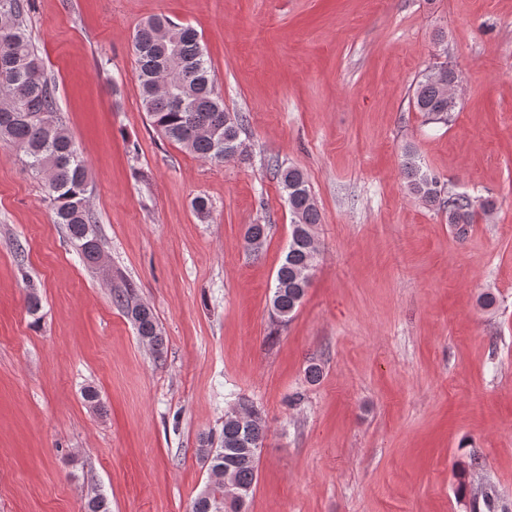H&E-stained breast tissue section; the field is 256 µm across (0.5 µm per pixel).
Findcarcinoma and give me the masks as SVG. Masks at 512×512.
<instances>
[{
  "label": "carcinoma",
  "mask_w": 512,
  "mask_h": 512,
  "mask_svg": "<svg viewBox=\"0 0 512 512\" xmlns=\"http://www.w3.org/2000/svg\"><path fill=\"white\" fill-rule=\"evenodd\" d=\"M30 0H0V143L24 155L25 165L46 178L48 199L54 222L66 227L83 259L97 264L102 253L96 221L88 197L86 161L72 136L56 118L55 84L45 72L25 26ZM136 77L142 107L150 125L166 139L176 142L199 157L222 164L227 155L241 147L244 119L224 110V99L216 91L211 63L200 45L196 30L165 15L142 22L133 38ZM455 69L441 64L424 75L414 89L412 105L433 122L448 123L457 102L448 97L456 86ZM288 210L293 216L285 258L277 270L272 297L276 321L291 320L309 282L300 272L315 262L311 246L314 225L320 213L304 174L297 168L277 169ZM410 192L419 200L439 201L438 178L414 159L404 164ZM448 223L458 227L474 223L475 207L493 209L490 201L476 202L467 194L451 195ZM267 237V225L250 224L245 243L259 250ZM132 290L122 295L128 316L141 341L161 355L164 340L151 308L131 300ZM235 409L246 417L224 418L218 438H200L198 455L208 464L211 483L193 501L192 512H227L224 508V466L234 472L237 483L253 490L258 458L252 454L256 442L266 438L262 414L252 402L237 399ZM499 497L493 487L472 494L470 512H499Z\"/></svg>",
  "instance_id": "cac0c4a2"
}]
</instances>
